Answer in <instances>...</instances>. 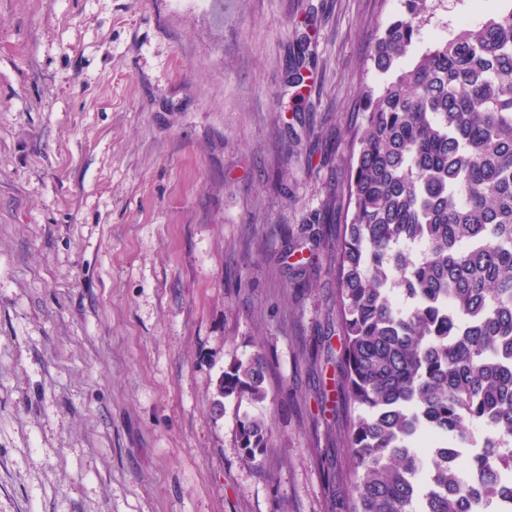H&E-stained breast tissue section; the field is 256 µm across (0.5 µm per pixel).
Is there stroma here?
Instances as JSON below:
<instances>
[{
  "label": "stroma",
  "mask_w": 512,
  "mask_h": 512,
  "mask_svg": "<svg viewBox=\"0 0 512 512\" xmlns=\"http://www.w3.org/2000/svg\"><path fill=\"white\" fill-rule=\"evenodd\" d=\"M412 51L512 0H432ZM403 0H0V512H331L336 275L289 231L346 202ZM304 101L288 83L299 41ZM262 355L266 398L225 400ZM269 423L243 458L239 415Z\"/></svg>",
  "instance_id": "1"
}]
</instances>
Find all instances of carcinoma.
Wrapping results in <instances>:
<instances>
[{"mask_svg":"<svg viewBox=\"0 0 512 512\" xmlns=\"http://www.w3.org/2000/svg\"><path fill=\"white\" fill-rule=\"evenodd\" d=\"M429 0L376 38L371 60L388 76L363 93L365 123L351 157L345 224L307 235L337 277L339 351L331 336L309 356L336 360L346 410L327 422L351 466L342 512H485L507 492L512 455L493 441L470 462L472 500L446 465L415 453L430 437L465 444L490 422L512 440V9L411 56ZM313 64L299 43L293 84ZM426 242L416 258L404 249ZM257 354L221 376L217 396L266 398ZM249 458L269 447L268 423L238 420Z\"/></svg>","mask_w":512,"mask_h":512,"instance_id":"carcinoma-1","label":"carcinoma"}]
</instances>
